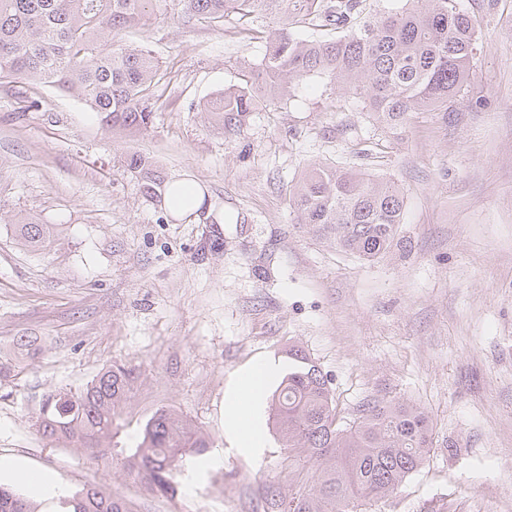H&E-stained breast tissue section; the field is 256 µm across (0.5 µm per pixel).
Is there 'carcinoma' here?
Masks as SVG:
<instances>
[{"mask_svg": "<svg viewBox=\"0 0 512 512\" xmlns=\"http://www.w3.org/2000/svg\"><path fill=\"white\" fill-rule=\"evenodd\" d=\"M158 0H0V74L37 81L76 94L102 115L114 134L148 129L157 112L163 75L152 50L128 44L130 29L148 28ZM173 17L219 25L230 15L261 22L262 59L241 82L203 104L202 111L237 134L262 91L269 106L293 100L313 76L342 85L363 104L366 118L392 130L415 112L448 109L469 81L476 29L458 0H401L403 5L352 25L360 0H163ZM334 27L333 40L304 39L296 28ZM143 171L140 192L170 197L169 211L183 209L180 188ZM295 223L337 249L373 260L403 244L405 194L393 180L334 164L308 166L290 186ZM20 242L38 250L46 230L35 216L16 225ZM270 399L283 446L314 468L317 477L296 480L280 512H368L395 496L427 461L433 447L428 414L396 398L368 397L349 422L336 405L328 378L301 351ZM137 376L114 362L82 388L51 393L36 421L38 432L73 443L92 460H117L152 494L174 495L184 462L205 454L209 438L176 411L159 407L142 427L136 447L115 450L112 438ZM60 512H128L122 499L85 486L59 499ZM0 512H38V504L0 485Z\"/></svg>", "mask_w": 512, "mask_h": 512, "instance_id": "cac0c4a2", "label": "carcinoma"}]
</instances>
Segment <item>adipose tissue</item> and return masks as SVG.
<instances>
[{"instance_id": "ef3b65f1", "label": "adipose tissue", "mask_w": 512, "mask_h": 512, "mask_svg": "<svg viewBox=\"0 0 512 512\" xmlns=\"http://www.w3.org/2000/svg\"><path fill=\"white\" fill-rule=\"evenodd\" d=\"M272 373V368L258 364L246 370L236 382L225 407V433L235 447L246 450L256 447L254 416L260 407L262 385Z\"/></svg>"}]
</instances>
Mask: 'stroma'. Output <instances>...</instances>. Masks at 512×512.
Masks as SVG:
<instances>
[{
  "instance_id": "1",
  "label": "stroma",
  "mask_w": 512,
  "mask_h": 512,
  "mask_svg": "<svg viewBox=\"0 0 512 512\" xmlns=\"http://www.w3.org/2000/svg\"><path fill=\"white\" fill-rule=\"evenodd\" d=\"M478 34L467 87L444 112L386 129L313 77L295 101L259 105L240 135L198 106L238 83L264 52L252 22L214 27L156 11L145 35L164 78L148 130L116 136L71 93L0 84V355L18 336L40 352L0 383V462L124 500L129 512H265L302 463L270 412L246 455L224 432L225 396L260 361L302 349L353 412L390 395L430 416L425 466L373 512H512V0H461ZM196 184L204 215L163 219L133 157ZM328 162L390 177L405 192V249L366 261L301 225L291 184ZM47 224L18 242L26 214ZM138 380L113 447L131 448L160 406L223 455L187 463L174 496L83 450L44 439L42 399L77 390L112 362ZM15 233L20 242L30 250H39L42 247L46 230L35 216L25 218L22 224H15Z\"/></svg>"
}]
</instances>
